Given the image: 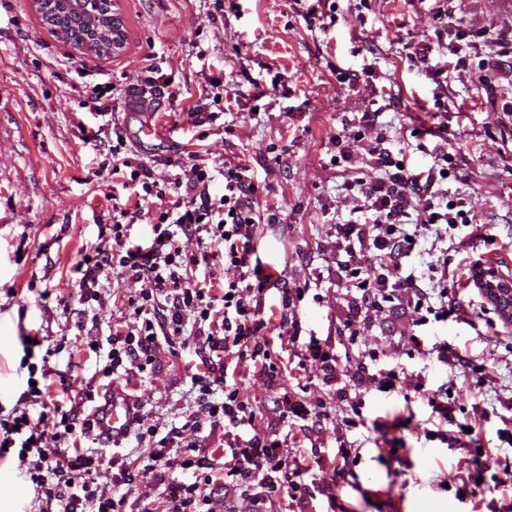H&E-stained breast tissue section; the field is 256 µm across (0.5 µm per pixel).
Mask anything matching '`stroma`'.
Here are the masks:
<instances>
[{
	"mask_svg": "<svg viewBox=\"0 0 512 512\" xmlns=\"http://www.w3.org/2000/svg\"><path fill=\"white\" fill-rule=\"evenodd\" d=\"M461 27L436 17L437 0H323L309 14L306 0H115L125 40L114 53L78 50L53 33L35 0H0V410L11 412L26 388L28 369L47 366L48 393L90 414L88 380L102 361L89 344L105 345L113 328L133 324L128 305L140 287L119 266L97 285H85L75 268L102 244L99 228L112 221L113 197H126L129 167L112 170L113 129L126 140L131 165L166 172L168 161L191 155L208 167L245 159L248 175L271 189L280 224L259 226L263 262L287 282H316L317 298L300 306L304 328L318 338L335 333L345 303L336 286L332 226L349 219L354 205L343 182L372 178L365 143L348 144L351 164H330L344 124L374 112L388 135L406 140L413 128L446 126L447 137L420 139L413 161L431 165L440 147L455 157L458 175L449 199L464 198L489 238L452 230L428 235L414 258L419 269L461 256L496 264L512 276V55L503 57L493 86L473 77L494 52L486 37L512 43V0H454ZM426 50L427 60L413 50ZM460 52L462 70H430V63ZM165 79L148 85L146 67ZM118 91L113 112L93 109V85ZM219 97L212 121L195 126L187 110L201 94ZM150 112L166 138L139 144L138 115ZM466 320L433 324L456 350L482 364V374L447 367L402 342L413 325L409 311H395L340 354L354 376L359 350L385 351L392 365L422 375L428 387H447L454 422L453 445L427 440L438 418L416 396L370 391L364 426L346 430L350 410L321 382L289 359L288 341L268 332L279 379L268 384L251 363L227 356L234 379L254 411L255 431L272 439L290 432L279 417L284 392L309 408L308 428L295 434L291 456L304 458L312 498L309 512H512V322L482 300L468 279L448 290ZM42 345L26 355L22 339ZM197 336L185 344H160L152 367L119 368L108 386L139 405L160 433L184 426L198 411L199 388L191 377ZM346 446L358 457L344 465Z\"/></svg>",
	"mask_w": 512,
	"mask_h": 512,
	"instance_id": "stroma-1",
	"label": "stroma"
}]
</instances>
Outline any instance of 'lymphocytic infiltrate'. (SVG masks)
I'll return each mask as SVG.
<instances>
[{
	"label": "lymphocytic infiltrate",
	"mask_w": 512,
	"mask_h": 512,
	"mask_svg": "<svg viewBox=\"0 0 512 512\" xmlns=\"http://www.w3.org/2000/svg\"><path fill=\"white\" fill-rule=\"evenodd\" d=\"M364 140L368 154L380 175L346 181L344 189L357 198L353 217L334 225L336 278L345 293L347 313L340 326L344 340L355 345L364 331L379 318L395 310L416 313L415 329L406 339L413 349L430 347L438 363H462L447 339L431 337L428 325L447 321L454 315L448 305V277L436 265L418 270L411 262L420 238L435 224H471L474 214L452 209L446 183L456 176V164L448 151H440L426 168L415 166L409 156H394L388 148L386 130L376 118L362 116L359 124L336 138L335 158L349 162L348 140ZM246 164L229 162L219 172L201 163H178L176 171L155 180L152 168L140 164L130 173L132 184L145 194L176 198L157 212L151 222L147 243L136 244L127 237L128 207H114L111 249H97L85 262L82 280L97 283L101 271L119 265L129 279L140 282L139 295L129 306L139 326L136 331L113 330L104 376H111L124 359L152 364L158 342L173 344L183 336L188 320L212 323L198 352L203 369L194 373L203 393L200 413L193 422L196 430L208 429L224 443L222 452L207 450L183 440L179 429L158 436L154 427L138 426L137 440L153 438L143 466L153 478L159 508L157 512H216L214 488L223 485L229 505L226 512H269L275 499L288 501V512H303L310 494L304 481L306 466L289 462L281 439L256 435L243 437L238 429L252 423L251 405L237 385L228 382L224 357L236 353L252 362L255 371L275 382L279 371L272 360L270 342L261 315L262 294L274 288L279 293L278 328L289 344L298 348L302 368L331 387L337 401L351 409L346 427L359 424L365 400L342 386L338 355L331 343L303 334L299 308L309 291L308 284L280 285L270 266L257 254L254 239L260 223H280L278 211L260 212L258 185L249 180ZM223 178L224 192L212 197L210 185ZM194 240L195 252H188L186 240ZM375 259L373 268L363 267L365 255ZM222 260L225 269L237 276L223 284H200L191 280L189 270L213 267ZM358 384L383 390L413 387L443 420L452 414L440 390L427 389L422 379L389 366L385 354L365 350L357 366ZM222 400H214V392ZM26 398L40 404L38 413L12 411L0 417V458L14 450L32 483L39 512H129L136 474L124 456L109 455L94 448L49 449L47 434L69 438L89 433V424L79 423L76 408L59 401H46L39 386H28Z\"/></svg>",
	"instance_id": "1"
}]
</instances>
